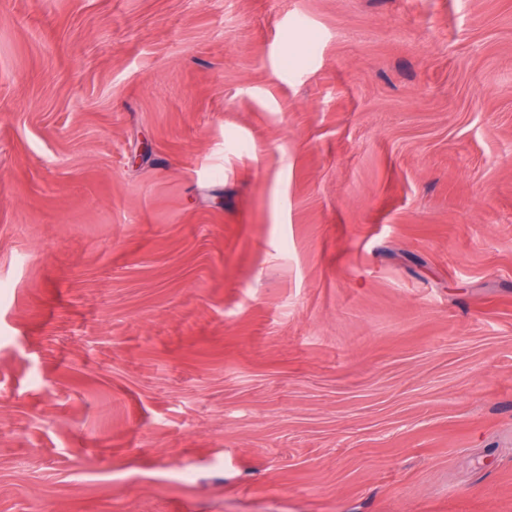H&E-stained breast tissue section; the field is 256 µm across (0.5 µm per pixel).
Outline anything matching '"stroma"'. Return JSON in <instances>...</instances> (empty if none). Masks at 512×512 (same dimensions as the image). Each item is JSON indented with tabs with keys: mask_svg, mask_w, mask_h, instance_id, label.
Segmentation results:
<instances>
[{
	"mask_svg": "<svg viewBox=\"0 0 512 512\" xmlns=\"http://www.w3.org/2000/svg\"><path fill=\"white\" fill-rule=\"evenodd\" d=\"M0 512H512V0H0Z\"/></svg>",
	"mask_w": 512,
	"mask_h": 512,
	"instance_id": "stroma-1",
	"label": "stroma"
}]
</instances>
